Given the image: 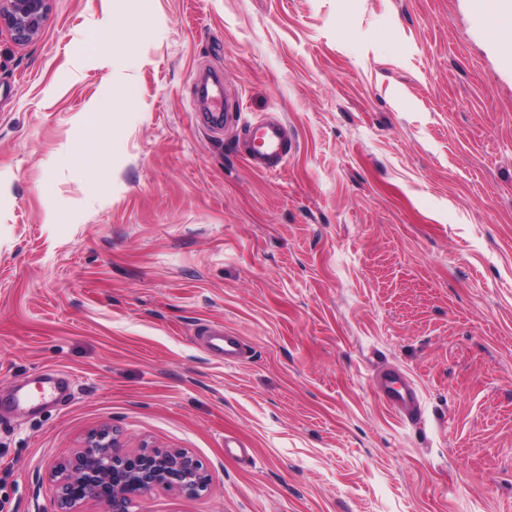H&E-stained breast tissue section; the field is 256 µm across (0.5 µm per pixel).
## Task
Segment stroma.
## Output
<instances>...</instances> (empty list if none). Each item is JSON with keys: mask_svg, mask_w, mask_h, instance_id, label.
Segmentation results:
<instances>
[{"mask_svg": "<svg viewBox=\"0 0 512 512\" xmlns=\"http://www.w3.org/2000/svg\"><path fill=\"white\" fill-rule=\"evenodd\" d=\"M143 19L139 64L105 59ZM203 74L286 125L279 174L203 123ZM210 323L248 359L207 354ZM45 374L71 399L17 402ZM103 426L210 478L131 512H512V65L477 0H51L34 39L0 26V512H57ZM380 395L387 405L404 419H409L416 412L418 393L413 383L400 374L387 371L377 378Z\"/></svg>", "mask_w": 512, "mask_h": 512, "instance_id": "1", "label": "stroma"}]
</instances>
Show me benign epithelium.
<instances>
[{
	"mask_svg": "<svg viewBox=\"0 0 512 512\" xmlns=\"http://www.w3.org/2000/svg\"><path fill=\"white\" fill-rule=\"evenodd\" d=\"M51 0H0V24L26 42L40 32ZM59 512H72L81 497L97 499L104 512H130L135 499L156 489L194 497L207 490L209 478L200 462L183 450L144 447L119 450L109 427L91 432L83 449L64 466Z\"/></svg>",
	"mask_w": 512,
	"mask_h": 512,
	"instance_id": "obj_1",
	"label": "benign epithelium"
}]
</instances>
